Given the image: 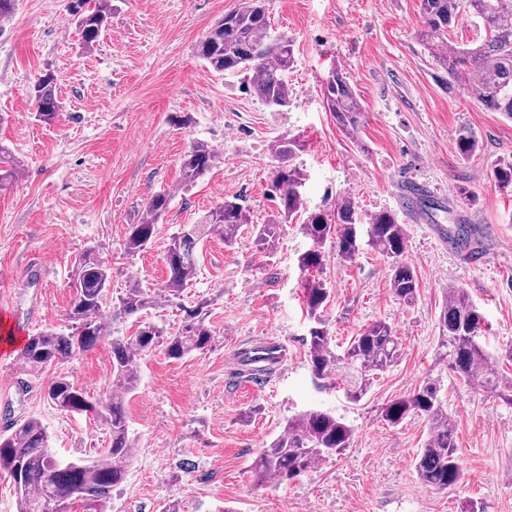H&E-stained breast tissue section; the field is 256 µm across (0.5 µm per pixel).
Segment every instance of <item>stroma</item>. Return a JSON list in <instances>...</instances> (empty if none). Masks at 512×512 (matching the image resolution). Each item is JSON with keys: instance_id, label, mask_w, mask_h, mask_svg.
Segmentation results:
<instances>
[{"instance_id": "obj_1", "label": "stroma", "mask_w": 512, "mask_h": 512, "mask_svg": "<svg viewBox=\"0 0 512 512\" xmlns=\"http://www.w3.org/2000/svg\"><path fill=\"white\" fill-rule=\"evenodd\" d=\"M238 0H112V19L92 48L80 45L65 0H17L0 21V144L22 160L16 183L0 192V435L17 419L46 425L50 449L75 461L106 447L107 436L82 415L55 410L49 377L25 379L15 347L32 334L61 329L72 297L75 260L87 249L112 268V294L129 281L161 288L166 246L224 198L244 200L252 221L267 223L274 140L297 139L294 163L311 210L351 197L363 216L395 213L407 227L403 259L418 280L413 304L390 291L391 261L365 248L352 261L324 244L316 279L330 290L321 318L335 350L378 320L394 325L402 355L353 403L343 370L315 379L307 361L310 319L298 256L311 246L301 220L285 224L273 257L257 253L250 230L234 247L219 238L197 246L199 275L188 296H215L213 346L179 360L162 351L138 361L140 383L125 410L136 440L111 512H512V405L494 391L460 380L437 358L443 290L463 289L485 316L490 351L512 344V192L487 179L512 158V119L486 109L448 77L420 44L419 0H269L272 27L294 41L288 74L291 104L272 111L246 74L213 72L196 55L212 25ZM339 66L365 107L356 130L326 112L320 82ZM58 77L63 110L52 124L35 119L30 88L38 75ZM190 115L191 124L173 119ZM473 131L477 152L461 158L459 129ZM203 142L221 161L182 185L180 161ZM173 193L147 249L126 256L129 225L150 197ZM475 231L472 250H491L486 265L463 266L449 238L456 225ZM279 343L282 358L256 378L238 356ZM63 371L76 385L105 394L111 381L107 344L77 356ZM439 378L457 425L464 471L454 489L418 480L413 461L429 425L412 417L388 426L380 411L426 377ZM318 409L353 430L344 455L318 462L279 485H256L251 463L281 434L289 417ZM191 471H182L184 461Z\"/></svg>"}]
</instances>
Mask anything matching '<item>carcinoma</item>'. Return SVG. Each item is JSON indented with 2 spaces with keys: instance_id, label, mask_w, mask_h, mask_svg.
Wrapping results in <instances>:
<instances>
[{
  "instance_id": "cac0c4a2",
  "label": "carcinoma",
  "mask_w": 512,
  "mask_h": 512,
  "mask_svg": "<svg viewBox=\"0 0 512 512\" xmlns=\"http://www.w3.org/2000/svg\"><path fill=\"white\" fill-rule=\"evenodd\" d=\"M67 11L75 18L83 46H94L112 19V0H66ZM423 27L418 39L426 47L448 79L474 85L480 103L489 110L512 119V0H420ZM230 25L217 21L197 46V55L219 74L252 73L253 91L273 110L290 105L291 92L286 74L294 65L293 39L273 30L267 0H240L232 11ZM475 19L484 35L481 40L450 46L451 32L464 19ZM326 111L346 130L358 128L365 109L345 73L331 68L321 82ZM36 117L49 124L62 112L57 94V76L51 71L39 75L30 89ZM478 142L471 131L461 129L455 136L456 152L463 158L473 155ZM299 143L281 137L273 145L276 165L271 191L277 200L276 216L267 224H251L249 210L241 199L224 202L205 213L198 224H188L169 239L165 254L168 278L161 292L131 281L112 305V267L100 260L94 249L84 251L74 263L73 297L66 330H47L28 337L19 358L21 371L33 378L60 369L77 354L105 342L110 348L112 382L99 399L77 387L64 374L57 375L46 390L47 400L61 412L84 414L107 431L108 445L94 456L62 463L49 450V433L42 421L28 417L12 432L0 437V473L8 476L16 494V512H72L78 502L92 512H105L112 489L125 479L133 456L134 439L129 431L125 401L139 385L134 369L137 357L157 348L179 361L212 347L215 332L209 322L214 298L198 295L184 299V292L196 278L198 243L212 236L233 246L243 227L252 225L256 252L276 253L282 226L303 218V228L314 246L299 256V266L307 270L323 263L322 245L336 243L337 255L351 261L362 244L377 248L391 260L390 290L394 297L412 304L418 294L413 270L402 261L406 226L388 210L364 219L356 204L341 198L330 211H310L301 188L304 174L291 160ZM221 156L207 144H192L181 158L182 184L196 183L220 163ZM21 160L0 144V190L12 186ZM495 186L512 190V159L501 161L490 171ZM172 192H156L139 224L129 227L125 253L135 256L151 242L156 224L168 211ZM307 313L314 321L309 329L308 364L313 375L324 377L333 367L344 368L343 390L352 402L365 398L374 376L394 365L401 354L395 327L376 321L355 336L343 353L331 345L332 337L320 319V309L330 297L329 288L319 280L304 283ZM175 305L182 313L176 328L149 321L137 322L135 331L114 335V324L152 309L158 297ZM484 316L461 288H448L438 317L439 356L448 359L457 376L479 386L498 389L501 399L512 404V380L499 374L500 360L512 362V345L492 354L480 336ZM441 384L427 378L406 395L389 401L382 410L384 421L396 427L412 415L422 416L430 425L423 447L414 459V470L425 486L445 491L459 485L463 471L456 445V427L448 417L441 397ZM353 431L336 415L306 410L288 419L282 434L267 443L251 464L256 481L279 484L302 475L317 461L344 454L351 447Z\"/></svg>"
}]
</instances>
